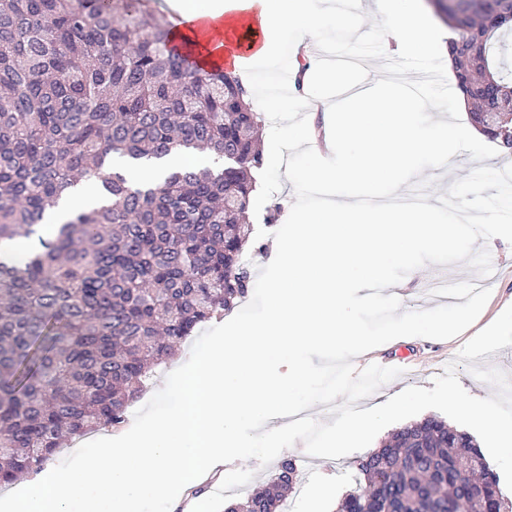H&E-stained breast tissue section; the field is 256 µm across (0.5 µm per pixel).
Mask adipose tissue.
<instances>
[{"mask_svg":"<svg viewBox=\"0 0 512 512\" xmlns=\"http://www.w3.org/2000/svg\"><path fill=\"white\" fill-rule=\"evenodd\" d=\"M327 0H165L166 12L185 25L182 38L199 48V62L214 66L226 62L233 71H260L267 75L263 90L272 112H292L294 98L279 88L282 49L298 52L326 20ZM378 11L392 20L385 41L394 55L430 60L446 48L448 34L425 19L415 0H375Z\"/></svg>","mask_w":512,"mask_h":512,"instance_id":"obj_1","label":"adipose tissue"}]
</instances>
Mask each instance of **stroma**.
I'll list each match as a JSON object with an SVG mask.
<instances>
[{"mask_svg":"<svg viewBox=\"0 0 512 512\" xmlns=\"http://www.w3.org/2000/svg\"><path fill=\"white\" fill-rule=\"evenodd\" d=\"M477 247L486 248L492 261L493 272L489 277L491 297L482 313L462 335L448 340L427 338L401 339L390 341L381 347L382 353L394 354L407 350L416 363L415 372L405 378H396L386 384L380 392L369 396L366 407H374L385 403L391 396L409 386L432 388L435 377L442 375L446 360L455 359L466 340L477 331L491 324L507 307L512 305V245L501 238L487 241L477 240ZM478 274L466 265L457 263L450 265L429 264L409 273L403 280L408 289L403 310H421L435 303L433 286L447 280L452 282H477ZM298 464L300 482L292 494L293 512H337V505L343 495L353 486L348 464L349 457L328 459L308 456L303 442H296L291 453ZM333 479L336 490L332 494L323 495L314 488L315 477Z\"/></svg>","mask_w":512,"mask_h":512,"instance_id":"obj_1","label":"stroma"}]
</instances>
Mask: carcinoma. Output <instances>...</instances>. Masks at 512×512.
Returning <instances> with one entry per match:
<instances>
[{"label": "carcinoma", "mask_w": 512, "mask_h": 512, "mask_svg": "<svg viewBox=\"0 0 512 512\" xmlns=\"http://www.w3.org/2000/svg\"><path fill=\"white\" fill-rule=\"evenodd\" d=\"M150 0H0V488L37 473L67 438L125 421L152 369L246 297L244 222L263 166L261 117L234 74L173 46ZM471 123H512V78L490 64L484 0H433ZM178 151L224 167L177 168L159 184L109 170ZM101 179L103 202L49 225L50 207ZM338 512H512L480 449L431 417L349 464ZM297 466L225 512H284Z\"/></svg>", "instance_id": "cac0c4a2"}]
</instances>
